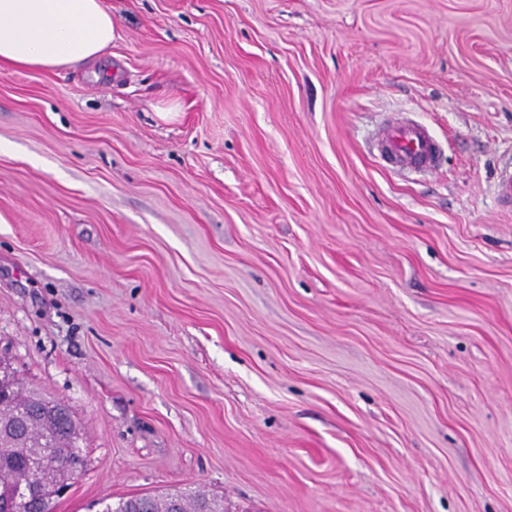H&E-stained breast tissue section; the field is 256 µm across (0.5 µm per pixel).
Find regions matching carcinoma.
I'll list each match as a JSON object with an SVG mask.
<instances>
[{
    "label": "carcinoma",
    "instance_id": "cac0c4a2",
    "mask_svg": "<svg viewBox=\"0 0 512 512\" xmlns=\"http://www.w3.org/2000/svg\"><path fill=\"white\" fill-rule=\"evenodd\" d=\"M69 406L26 389L13 375L0 382V489L23 488L33 469L43 471L37 512H55L57 491L84 465ZM103 512H223L201 491L135 495Z\"/></svg>",
    "mask_w": 512,
    "mask_h": 512
}]
</instances>
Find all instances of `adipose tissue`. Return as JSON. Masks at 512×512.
<instances>
[{
	"mask_svg": "<svg viewBox=\"0 0 512 512\" xmlns=\"http://www.w3.org/2000/svg\"><path fill=\"white\" fill-rule=\"evenodd\" d=\"M115 37L102 0H0V69L98 60Z\"/></svg>",
	"mask_w": 512,
	"mask_h": 512,
	"instance_id": "obj_1",
	"label": "adipose tissue"
}]
</instances>
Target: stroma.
Listing matches in <instances>:
<instances>
[{
    "instance_id": "obj_1",
    "label": "stroma",
    "mask_w": 512,
    "mask_h": 512,
    "mask_svg": "<svg viewBox=\"0 0 512 512\" xmlns=\"http://www.w3.org/2000/svg\"><path fill=\"white\" fill-rule=\"evenodd\" d=\"M0 72V354L64 401L56 512H512V0H103ZM429 124L437 169L374 135ZM218 500L204 492L190 491L176 494H143L118 502L116 507L106 504L103 512H223Z\"/></svg>"
}]
</instances>
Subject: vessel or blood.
Here are the masks:
<instances>
[{"mask_svg":"<svg viewBox=\"0 0 512 512\" xmlns=\"http://www.w3.org/2000/svg\"><path fill=\"white\" fill-rule=\"evenodd\" d=\"M375 140L379 155L390 167L424 172L436 166L438 143L423 124L396 118L378 129Z\"/></svg>","mask_w":512,"mask_h":512,"instance_id":"vessel-or-blood-1","label":"vessel or blood"}]
</instances>
